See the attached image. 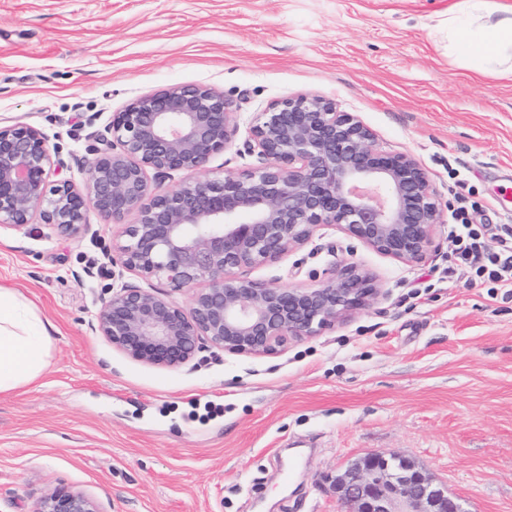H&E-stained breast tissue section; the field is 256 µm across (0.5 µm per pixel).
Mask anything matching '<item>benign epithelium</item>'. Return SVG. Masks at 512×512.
Instances as JSON below:
<instances>
[{
	"label": "benign epithelium",
	"mask_w": 512,
	"mask_h": 512,
	"mask_svg": "<svg viewBox=\"0 0 512 512\" xmlns=\"http://www.w3.org/2000/svg\"><path fill=\"white\" fill-rule=\"evenodd\" d=\"M239 124L224 93L172 86L135 99L112 116L110 139L88 160L79 189L60 179L43 133L30 125L0 126V229L22 232L36 218L78 236L86 211L125 226L113 251L126 270L193 290L189 308L142 288H112L94 330L129 359L176 368L208 344L233 354L266 357L290 339L318 335L379 294L356 265L311 288L242 280L234 270L276 263L300 249L316 229H339L402 263L423 261L439 224L435 191L407 153L376 148L357 116L316 94L284 98L256 117L245 146L262 164L222 178H194L162 194L149 173H195L232 146ZM369 452L339 479L336 493L351 512H462L458 499L418 468ZM37 512H99L82 492L55 491Z\"/></svg>",
	"instance_id": "7a95c632"
}]
</instances>
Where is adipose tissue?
I'll list each match as a JSON object with an SVG mask.
<instances>
[{
    "label": "adipose tissue",
    "instance_id": "adipose-tissue-1",
    "mask_svg": "<svg viewBox=\"0 0 512 512\" xmlns=\"http://www.w3.org/2000/svg\"><path fill=\"white\" fill-rule=\"evenodd\" d=\"M442 31L462 67L512 80V0H452ZM51 345L36 307L0 286V393L37 380Z\"/></svg>",
    "mask_w": 512,
    "mask_h": 512
}]
</instances>
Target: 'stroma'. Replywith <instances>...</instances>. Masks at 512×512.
<instances>
[{
	"label": "stroma",
	"instance_id": "stroma-1",
	"mask_svg": "<svg viewBox=\"0 0 512 512\" xmlns=\"http://www.w3.org/2000/svg\"><path fill=\"white\" fill-rule=\"evenodd\" d=\"M449 0H0V124L39 129L83 187L112 115L204 84L258 112L318 94L427 171L441 223L405 264L340 230L237 277L309 288L356 263L381 294L276 355L207 347L178 368L127 358L92 326L121 228L0 232V285L53 328L49 365L0 393V512L79 490L101 512H348L333 482L369 452L422 469L465 512H512V290L449 273L461 203L488 240L512 229V81L461 67Z\"/></svg>",
	"mask_w": 512,
	"mask_h": 512
}]
</instances>
